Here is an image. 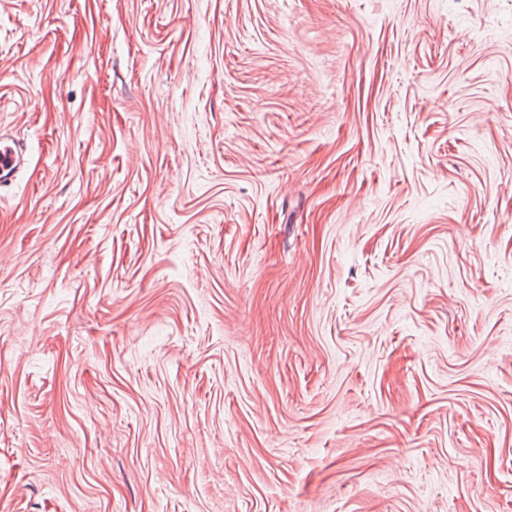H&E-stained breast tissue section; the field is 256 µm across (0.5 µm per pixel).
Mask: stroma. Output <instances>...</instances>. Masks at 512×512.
Segmentation results:
<instances>
[{"mask_svg":"<svg viewBox=\"0 0 512 512\" xmlns=\"http://www.w3.org/2000/svg\"><path fill=\"white\" fill-rule=\"evenodd\" d=\"M0 512H512V0H0ZM26 163L23 144L9 133L0 132V187L12 185Z\"/></svg>","mask_w":512,"mask_h":512,"instance_id":"35a3bbf8","label":"stroma"}]
</instances>
